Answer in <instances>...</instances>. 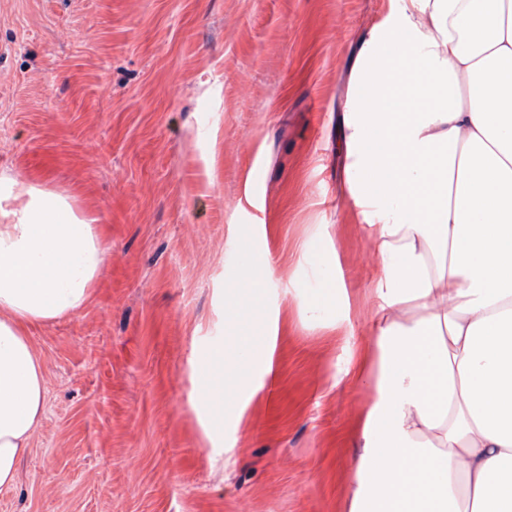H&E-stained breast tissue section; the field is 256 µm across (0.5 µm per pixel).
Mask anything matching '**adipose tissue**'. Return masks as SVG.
I'll return each mask as SVG.
<instances>
[{
	"label": "adipose tissue",
	"mask_w": 512,
	"mask_h": 512,
	"mask_svg": "<svg viewBox=\"0 0 512 512\" xmlns=\"http://www.w3.org/2000/svg\"><path fill=\"white\" fill-rule=\"evenodd\" d=\"M346 190L381 263L348 512H512V0H390L362 38ZM107 248L0 176V488L44 412L28 329L91 299Z\"/></svg>",
	"instance_id": "ef3b65f1"
}]
</instances>
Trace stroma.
Returning <instances> with one entry per match:
<instances>
[{"instance_id":"1","label":"stroma","mask_w":512,"mask_h":512,"mask_svg":"<svg viewBox=\"0 0 512 512\" xmlns=\"http://www.w3.org/2000/svg\"><path fill=\"white\" fill-rule=\"evenodd\" d=\"M387 0H0V173L76 198L109 261L77 313L28 331L45 409L0 512H344L379 270L350 216V66ZM338 255L353 315L295 296ZM252 262L260 288L228 274ZM239 304L247 322L229 323ZM275 327L274 373L235 357ZM237 396L211 439V371Z\"/></svg>"}]
</instances>
